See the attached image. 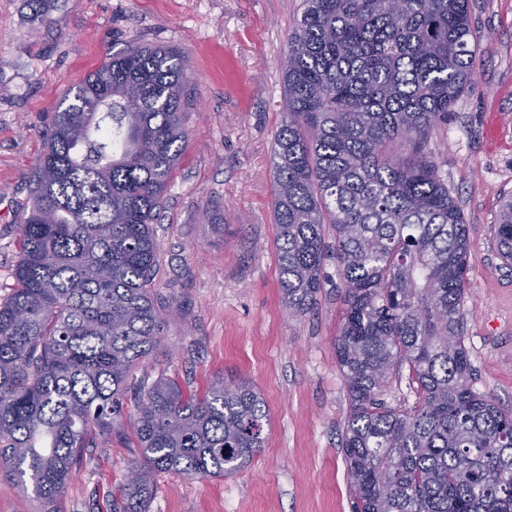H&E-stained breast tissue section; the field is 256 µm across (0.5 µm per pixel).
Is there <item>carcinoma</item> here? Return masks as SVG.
Segmentation results:
<instances>
[{
	"instance_id": "carcinoma-1",
	"label": "carcinoma",
	"mask_w": 512,
	"mask_h": 512,
	"mask_svg": "<svg viewBox=\"0 0 512 512\" xmlns=\"http://www.w3.org/2000/svg\"><path fill=\"white\" fill-rule=\"evenodd\" d=\"M468 0H304L279 67L273 218L283 300L321 292L330 246L349 308L336 356L353 512H512V411L468 383L463 313L470 225L426 157L473 77ZM176 49L132 43L55 113L0 301V472L43 510L87 448L129 414L140 448L112 512H150L155 476H228L263 447L269 410L248 380L196 395L131 381L174 305L153 291L160 223L187 140ZM201 223L224 230L207 203ZM512 267V196L494 225ZM410 410L382 399L402 367Z\"/></svg>"
}]
</instances>
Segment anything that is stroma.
I'll list each match as a JSON object with an SVG mask.
<instances>
[{"label": "stroma", "instance_id": "35a3bbf8", "mask_svg": "<svg viewBox=\"0 0 512 512\" xmlns=\"http://www.w3.org/2000/svg\"><path fill=\"white\" fill-rule=\"evenodd\" d=\"M302 11L303 0H0V300L14 285L31 174L68 89L132 42L177 47L190 64L188 137L156 227L154 291L181 316L132 378L198 392L246 378L270 422L261 451L231 476H158L150 512H351L340 446L349 399L335 348L345 288L327 259L316 311L289 314L273 222L277 61ZM469 13L473 81L428 152L471 226L470 384L512 409V270L493 239L512 193V0H469ZM207 202L223 212V233L200 223ZM121 429L111 447L84 452L55 512H112L140 454L130 425Z\"/></svg>", "mask_w": 512, "mask_h": 512}]
</instances>
